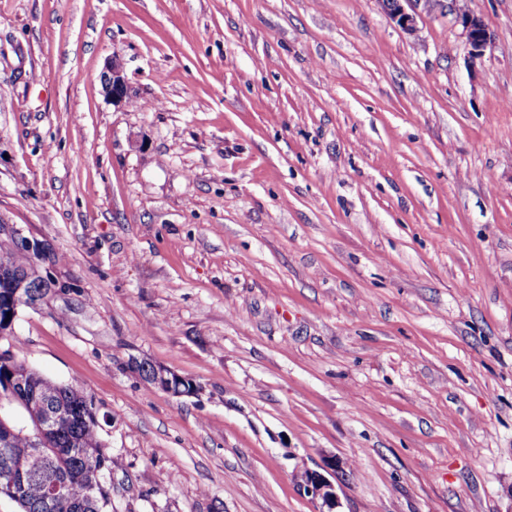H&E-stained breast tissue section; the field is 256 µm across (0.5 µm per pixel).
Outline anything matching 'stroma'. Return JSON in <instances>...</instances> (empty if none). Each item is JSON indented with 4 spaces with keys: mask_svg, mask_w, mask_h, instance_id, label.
<instances>
[{
    "mask_svg": "<svg viewBox=\"0 0 512 512\" xmlns=\"http://www.w3.org/2000/svg\"><path fill=\"white\" fill-rule=\"evenodd\" d=\"M469 6L474 61L422 5L0 0V217L67 284L0 350L93 398L112 512H512V0ZM389 18L402 30L414 32L417 25L418 13L415 5L420 0H379ZM388 1H391L389 3ZM442 8H448L458 24L461 25L464 35V46L468 57L473 61L481 58L487 45L490 42L489 27L483 18L475 15L470 10L466 13H460L456 9L454 0H437ZM446 2V3H445ZM103 88L108 99L113 105L119 106L128 99V82L124 75L122 65L112 61L106 72L101 76ZM128 367L148 385L172 395H193L197 391L193 383L190 387L186 386V388H184L182 386V382H187L185 378L146 360L131 357L128 362ZM175 392L177 393L175 394ZM305 472L301 483L305 492L311 496L316 503L321 502L323 507H327L329 512H332L338 503L336 487L333 482L319 472Z\"/></svg>",
    "mask_w": 512,
    "mask_h": 512,
    "instance_id": "35a3bbf8",
    "label": "stroma"
}]
</instances>
